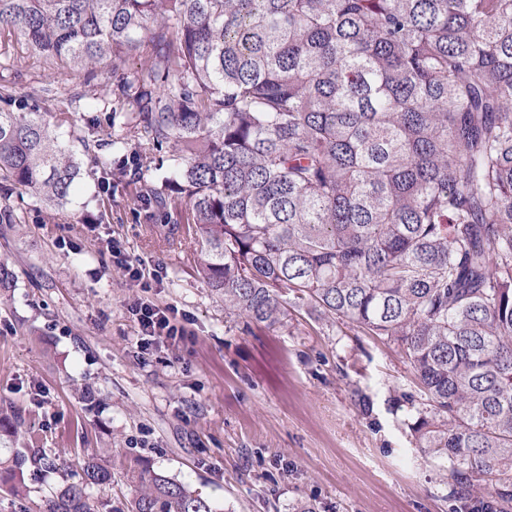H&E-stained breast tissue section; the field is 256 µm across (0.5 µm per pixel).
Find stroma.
Wrapping results in <instances>:
<instances>
[{
  "label": "stroma",
  "mask_w": 512,
  "mask_h": 512,
  "mask_svg": "<svg viewBox=\"0 0 512 512\" xmlns=\"http://www.w3.org/2000/svg\"><path fill=\"white\" fill-rule=\"evenodd\" d=\"M42 94L80 166L72 204L49 211L13 198L21 218L0 224V455L35 446L68 467L26 473L15 492L0 472V512H44L86 462L112 473L88 488L94 505L124 512L139 459L189 484L214 512H459L446 466L407 437L396 392L412 374L394 345L294 316L287 326L244 328L195 272L193 240L163 244L136 198L120 155L112 195L97 189L95 156L125 137L100 104L111 101L108 65L95 78L14 44L0 55V89ZM121 242L161 282L145 291L119 274L104 248ZM169 306L186 336L141 357L135 300Z\"/></svg>",
  "instance_id": "35a3bbf8"
}]
</instances>
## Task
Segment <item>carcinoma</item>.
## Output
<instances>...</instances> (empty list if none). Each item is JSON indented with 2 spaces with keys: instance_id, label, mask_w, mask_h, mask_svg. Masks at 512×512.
I'll list each match as a JSON object with an SVG mask.
<instances>
[{
  "instance_id": "obj_1",
  "label": "carcinoma",
  "mask_w": 512,
  "mask_h": 512,
  "mask_svg": "<svg viewBox=\"0 0 512 512\" xmlns=\"http://www.w3.org/2000/svg\"><path fill=\"white\" fill-rule=\"evenodd\" d=\"M5 30L90 76L111 61L122 124L171 164L155 180L111 149L225 314L392 342L418 389L404 425L448 462L450 497L512 512V0H0ZM27 100L0 109V224L15 193L76 194L66 117ZM24 461L60 466L26 448L0 467ZM129 473L127 512H213ZM110 481L87 462L45 512H92L86 489Z\"/></svg>"
}]
</instances>
